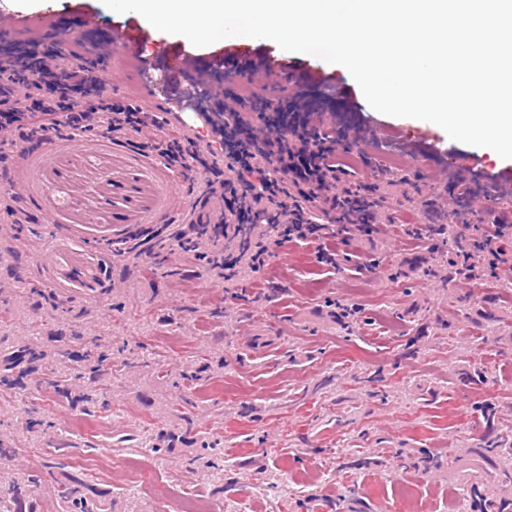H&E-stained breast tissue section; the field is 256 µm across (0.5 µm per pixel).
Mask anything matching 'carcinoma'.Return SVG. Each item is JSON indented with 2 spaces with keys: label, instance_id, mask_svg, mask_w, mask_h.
<instances>
[{
  "label": "carcinoma",
  "instance_id": "cac0c4a2",
  "mask_svg": "<svg viewBox=\"0 0 512 512\" xmlns=\"http://www.w3.org/2000/svg\"><path fill=\"white\" fill-rule=\"evenodd\" d=\"M442 237L448 245V258L436 270L437 276L449 284L469 273L471 264L490 272L512 264V253L500 256L496 263L490 258H479L476 249L462 242L453 227L444 229ZM47 363V383L69 392L71 381L86 382V392L75 395L80 413L89 417L110 410V403L102 397L99 381L103 374L112 370V354L101 349L95 339L77 333L71 336H53L47 346L24 343L0 352V392L10 398L17 397L23 388V378L35 363ZM471 383L483 386L494 383L504 364L493 354L485 351L474 353L468 362ZM474 411L479 413L485 434L480 438L475 452L492 466L486 479H474L461 484L448 500V512H512V440L497 433L496 409L489 403H478ZM212 446L201 445L196 456L201 470L211 482L224 480V469L208 456ZM20 446L13 439L0 440V462L6 464L19 454ZM393 456L405 469L438 467V463L425 450L397 448ZM42 485V474L35 471L5 473L0 470V512H39L37 494ZM55 499L58 512H108L100 496L76 473L56 481Z\"/></svg>",
  "mask_w": 512,
  "mask_h": 512
}]
</instances>
